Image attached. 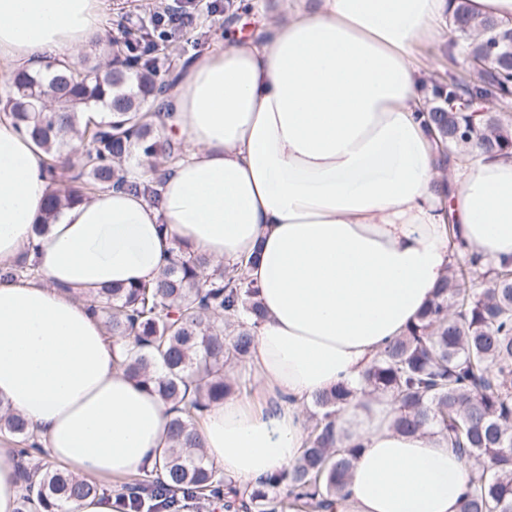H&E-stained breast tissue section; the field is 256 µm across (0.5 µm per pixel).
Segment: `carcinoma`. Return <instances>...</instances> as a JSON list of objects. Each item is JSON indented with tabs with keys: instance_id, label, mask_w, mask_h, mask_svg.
I'll return each instance as SVG.
<instances>
[{
	"instance_id": "1",
	"label": "carcinoma",
	"mask_w": 512,
	"mask_h": 512,
	"mask_svg": "<svg viewBox=\"0 0 512 512\" xmlns=\"http://www.w3.org/2000/svg\"><path fill=\"white\" fill-rule=\"evenodd\" d=\"M492 20L471 14L456 0L449 25L478 50L471 34ZM158 26L127 29L112 41V58L47 72L19 70L0 87V111L48 156L52 183L45 207L88 199L108 186L160 204L159 181L128 177L135 156L156 175L182 160L181 143L161 137V112L147 107L168 88L161 74ZM428 109L437 132L435 162L444 169L474 154L512 151V127L490 113L480 119L460 107L487 100L512 103V68L500 64L476 81L450 77L432 90ZM242 258L214 270L181 250L166 258L161 274L127 287L89 293L83 301L106 315L113 340H133L124 367L169 406V440L159 449L161 470L111 488L75 475L31 439L25 422L0 406V433L22 444L14 449L23 494L18 512H76L79 500L115 491L131 512H181L188 500L224 499L225 512H329L345 488L358 449L336 448V415L354 396L339 385L313 400L316 413L301 458L286 472L252 488L224 479L202 454L194 423L209 406L248 392L249 381L224 374L246 364L253 330L266 318L257 287ZM36 277L28 255L0 264V277ZM481 279L484 288L473 289ZM363 392L388 391L397 404L394 427L422 428L445 438L469 465L462 512H512V268L480 258L456 259L434 298L403 336L381 349L364 372ZM287 488L285 496L279 489Z\"/></svg>"
}]
</instances>
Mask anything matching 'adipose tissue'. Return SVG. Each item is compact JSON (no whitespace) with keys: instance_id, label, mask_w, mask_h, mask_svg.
I'll return each mask as SVG.
<instances>
[{"instance_id":"1","label":"adipose tissue","mask_w":512,"mask_h":512,"mask_svg":"<svg viewBox=\"0 0 512 512\" xmlns=\"http://www.w3.org/2000/svg\"><path fill=\"white\" fill-rule=\"evenodd\" d=\"M105 0H0V75L77 61ZM450 0H293L248 40L194 57L155 102L161 133L191 149L161 203L102 189L36 233L46 155L0 120V263L28 253L40 280H0V404L76 474L156 467L169 408L130 378L123 345L82 298L157 276L182 243L213 264L256 255L267 313L249 368L263 402L230 397L195 427L240 486L285 472L314 395L362 372L401 336L452 263L449 225L512 267V155L474 157L440 186L415 62ZM391 394H357L336 418L357 448L335 512H460L469 468L440 437L402 434Z\"/></svg>"}]
</instances>
